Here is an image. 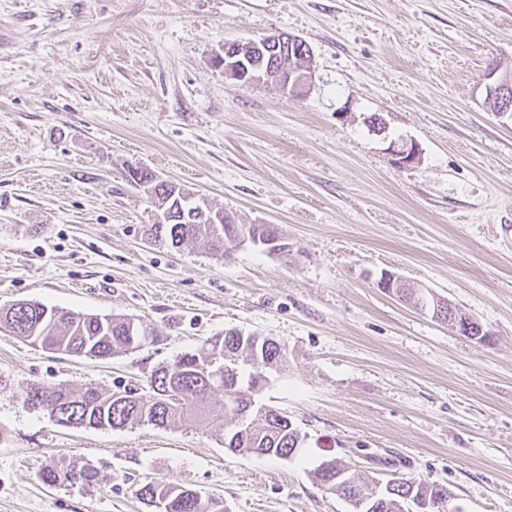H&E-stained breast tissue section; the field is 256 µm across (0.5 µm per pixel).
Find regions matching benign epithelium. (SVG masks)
Here are the masks:
<instances>
[{
  "mask_svg": "<svg viewBox=\"0 0 512 512\" xmlns=\"http://www.w3.org/2000/svg\"><path fill=\"white\" fill-rule=\"evenodd\" d=\"M300 42L301 39L285 34L265 36L245 43L226 42L222 45L221 52L215 54L214 64L224 68V77L246 86L274 83L284 91L300 92L311 82L314 70L313 61L302 53L304 47L300 46ZM270 46L275 47L277 51H282L284 57L288 56V49L295 46L305 61L298 68L283 64L274 71L265 64V51ZM492 74L496 75V79L488 88L487 98L494 102L497 115L512 118V74L504 72L499 75L495 68L492 69ZM234 243L237 245L250 243L271 254L288 255V248L281 244V240L262 238L250 226H238ZM377 286L400 296L402 295L400 289L405 287V283L401 277L385 272L378 280ZM448 320L455 323L463 335L472 334L474 319L451 304L448 305Z\"/></svg>",
  "mask_w": 512,
  "mask_h": 512,
  "instance_id": "1",
  "label": "benign epithelium"
}]
</instances>
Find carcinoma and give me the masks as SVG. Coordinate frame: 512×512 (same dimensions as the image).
I'll list each match as a JSON object with an SVG mask.
<instances>
[{"instance_id": "carcinoma-1", "label": "carcinoma", "mask_w": 512, "mask_h": 512, "mask_svg": "<svg viewBox=\"0 0 512 512\" xmlns=\"http://www.w3.org/2000/svg\"><path fill=\"white\" fill-rule=\"evenodd\" d=\"M150 188L152 205L166 201L172 209L171 223L150 227V235L159 245L179 248L189 242L200 243L210 254L224 257V246L229 241L225 224H219L220 230H215L200 218L197 202L187 195L171 197L172 189L163 181L151 183ZM138 326L125 316L72 312L33 301H17L0 308V329L10 335L43 348L102 360L140 347L135 333ZM285 356V347L271 337L230 329L222 336L206 339L197 350L156 368L150 376L155 389L146 397L140 393L131 398L123 391L95 387L76 391L40 386L25 389L20 399L25 403L30 394L40 392L67 424L84 428L99 424L115 429L139 423L172 427L202 408L222 432L224 447L229 451L287 459L295 455L302 442L288 416L272 407L265 411L261 406H249L246 400L231 401L214 395V390L224 386L226 377L240 387L246 376L247 388L259 387L263 379L261 370L278 366ZM174 390L180 394L178 403L164 396ZM76 475L82 483L97 477L84 465L64 463L40 471L39 479L55 486L73 483ZM313 478L322 488L346 500L363 494L372 497L367 512H407L410 495L430 503L439 501L444 508L452 498L447 486L414 476L394 477L382 486L371 487L350 473L337 479L332 472L318 467ZM139 497L152 509L160 505L159 512H222L217 508L221 498L172 481L149 482L139 488Z\"/></svg>"}]
</instances>
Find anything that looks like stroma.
<instances>
[{
	"instance_id": "obj_1",
	"label": "stroma",
	"mask_w": 512,
	"mask_h": 512,
	"mask_svg": "<svg viewBox=\"0 0 512 512\" xmlns=\"http://www.w3.org/2000/svg\"><path fill=\"white\" fill-rule=\"evenodd\" d=\"M279 32L311 48L302 92L213 62ZM494 65L512 69V0H0V306L159 335L99 360L0 333V512H149L137 490L161 478L228 512H348L311 477L333 458L369 483L446 485L464 512H512V118L484 104ZM403 142L417 163H398ZM130 165L277 225L288 255L148 242L157 216ZM384 272L487 341L378 288ZM229 329L287 349L256 399L299 430L291 458L232 453L205 415L73 428L20 399L146 386ZM62 461L97 481L44 485Z\"/></svg>"
}]
</instances>
